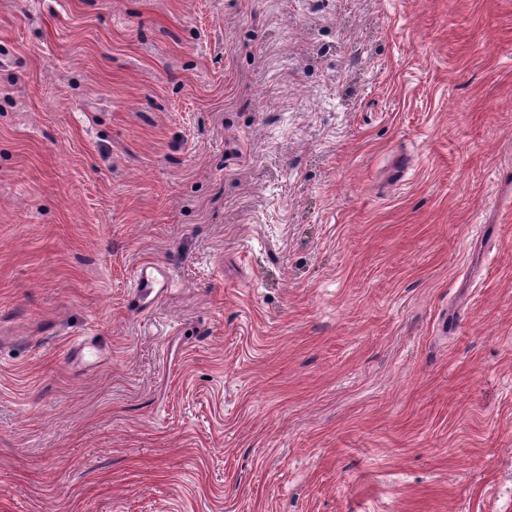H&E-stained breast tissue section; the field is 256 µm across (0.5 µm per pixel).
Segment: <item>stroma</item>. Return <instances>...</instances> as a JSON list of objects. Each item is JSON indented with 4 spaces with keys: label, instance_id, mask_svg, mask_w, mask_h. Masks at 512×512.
Returning <instances> with one entry per match:
<instances>
[{
    "label": "stroma",
    "instance_id": "obj_1",
    "mask_svg": "<svg viewBox=\"0 0 512 512\" xmlns=\"http://www.w3.org/2000/svg\"><path fill=\"white\" fill-rule=\"evenodd\" d=\"M0 512H512V0H0ZM172 279L166 269L154 262H145L134 272L131 303L138 308H148L166 296Z\"/></svg>",
    "mask_w": 512,
    "mask_h": 512
}]
</instances>
